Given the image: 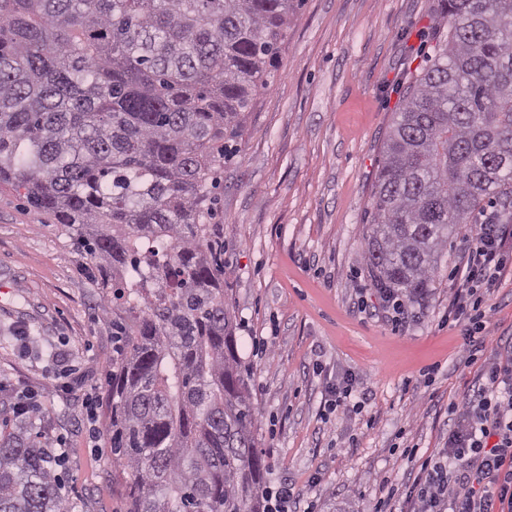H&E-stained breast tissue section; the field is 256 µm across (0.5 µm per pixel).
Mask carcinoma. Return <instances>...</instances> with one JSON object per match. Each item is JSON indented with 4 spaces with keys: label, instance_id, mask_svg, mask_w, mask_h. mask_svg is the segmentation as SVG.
<instances>
[{
    "label": "carcinoma",
    "instance_id": "1",
    "mask_svg": "<svg viewBox=\"0 0 512 512\" xmlns=\"http://www.w3.org/2000/svg\"><path fill=\"white\" fill-rule=\"evenodd\" d=\"M293 0H0V183L112 268V454L130 512H270L268 465L207 223ZM448 34L382 147L365 264L423 307L463 224H512V0H444ZM0 422V512H68L35 432Z\"/></svg>",
    "mask_w": 512,
    "mask_h": 512
}]
</instances>
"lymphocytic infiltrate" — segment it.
<instances>
[{
	"label": "lymphocytic infiltrate",
	"mask_w": 512,
	"mask_h": 512,
	"mask_svg": "<svg viewBox=\"0 0 512 512\" xmlns=\"http://www.w3.org/2000/svg\"><path fill=\"white\" fill-rule=\"evenodd\" d=\"M510 238L511 224H481L467 245L450 313L463 328L470 361L481 364L480 383L465 402H449L444 447L427 455L404 449L417 465L401 494L406 512H512V351L489 350L481 295L506 268Z\"/></svg>",
	"instance_id": "f902f5d3"
}]
</instances>
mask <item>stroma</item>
<instances>
[{"instance_id":"35a3bbf8","label":"stroma","mask_w":512,"mask_h":512,"mask_svg":"<svg viewBox=\"0 0 512 512\" xmlns=\"http://www.w3.org/2000/svg\"><path fill=\"white\" fill-rule=\"evenodd\" d=\"M264 86L221 169L224 296L271 487L313 512H374L380 481L417 469L448 439V404L479 377L449 321L464 236L453 240L424 308L394 321L364 261L381 148L432 45L440 0H295ZM111 277L49 213L0 185V327L28 329L26 355L0 343V399L32 394L43 436L62 444L71 512H126L112 469ZM490 347L512 343V266L486 295ZM350 384L361 411L333 409Z\"/></svg>"}]
</instances>
